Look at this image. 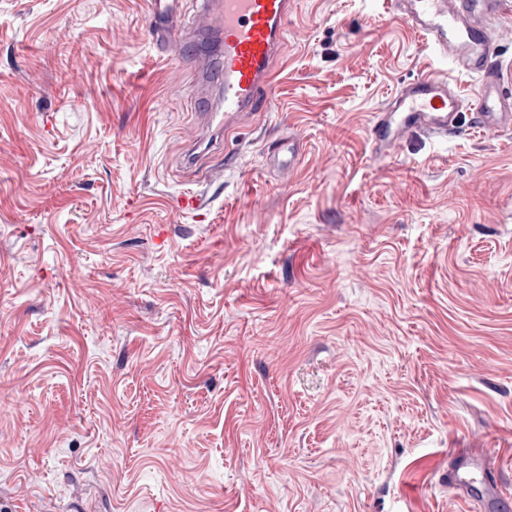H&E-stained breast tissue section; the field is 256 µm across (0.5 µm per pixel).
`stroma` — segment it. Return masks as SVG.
<instances>
[{
    "instance_id": "1",
    "label": "stroma",
    "mask_w": 512,
    "mask_h": 512,
    "mask_svg": "<svg viewBox=\"0 0 512 512\" xmlns=\"http://www.w3.org/2000/svg\"><path fill=\"white\" fill-rule=\"evenodd\" d=\"M148 22L0 0V512H472L452 448L512 491V132L374 156L437 60L390 0H295L190 167Z\"/></svg>"
}]
</instances>
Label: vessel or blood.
I'll use <instances>...</instances> for the list:
<instances>
[{
  "label": "vessel or blood",
  "instance_id": "1",
  "mask_svg": "<svg viewBox=\"0 0 512 512\" xmlns=\"http://www.w3.org/2000/svg\"><path fill=\"white\" fill-rule=\"evenodd\" d=\"M168 0H148L151 33L159 51L191 42L185 24L169 13ZM292 0H201L196 24L222 33L221 63L194 57L197 81L220 87L224 108L200 113L213 137L239 113L270 107L274 66L288 33ZM395 13L435 54L457 72L477 78L473 95L462 96L454 82L424 74L399 85L387 104L374 112L369 140L375 155L391 156L410 135L445 138L461 133L462 114L484 132L512 129V93L503 89L495 64L501 20L512 13V0H392ZM448 486L472 502L476 512H501L512 500L502 482L487 471L483 449L448 452Z\"/></svg>",
  "mask_w": 512,
  "mask_h": 512
}]
</instances>
